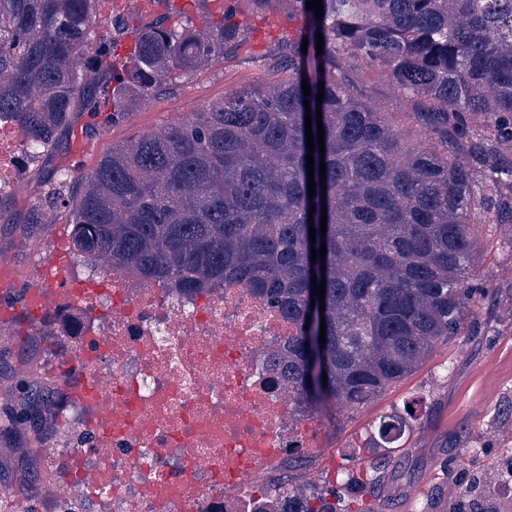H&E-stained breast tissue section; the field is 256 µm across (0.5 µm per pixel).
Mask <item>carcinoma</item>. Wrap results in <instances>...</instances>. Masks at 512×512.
<instances>
[{"mask_svg":"<svg viewBox=\"0 0 512 512\" xmlns=\"http://www.w3.org/2000/svg\"><path fill=\"white\" fill-rule=\"evenodd\" d=\"M275 1L300 22L288 76L106 151L70 210L71 248L171 288L250 287L288 315L273 364L295 404L359 405L412 374L489 293L473 286L483 227H512V0H322L319 19L306 0H247L257 14ZM99 2L0 0V124L23 131L27 158L52 147L75 105L100 112L97 92L119 120L131 96L211 66L242 32V0H215L199 25L191 8L154 0L159 18H126L134 46L118 66L112 42L91 38ZM357 64L412 102L404 117L422 142L409 145L349 82ZM308 113L315 140L322 121L323 153L307 149ZM323 243L325 258L311 260ZM313 277L326 282L323 310ZM54 395L37 389L22 413H50ZM271 503L352 512L335 488L285 482Z\"/></svg>","mask_w":512,"mask_h":512,"instance_id":"obj_1","label":"carcinoma"}]
</instances>
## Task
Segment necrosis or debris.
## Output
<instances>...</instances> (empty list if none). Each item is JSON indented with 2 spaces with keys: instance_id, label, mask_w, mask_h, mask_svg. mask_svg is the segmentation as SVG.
<instances>
[{
  "instance_id": "4bbe7bcc",
  "label": "necrosis or debris",
  "mask_w": 512,
  "mask_h": 512,
  "mask_svg": "<svg viewBox=\"0 0 512 512\" xmlns=\"http://www.w3.org/2000/svg\"><path fill=\"white\" fill-rule=\"evenodd\" d=\"M71 258L42 293L79 369L44 380L78 427L43 468L59 512H243L252 480L317 447L264 361L288 321L250 289L183 293Z\"/></svg>"
}]
</instances>
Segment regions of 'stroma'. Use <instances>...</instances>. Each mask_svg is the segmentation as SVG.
<instances>
[{"label":"stroma","mask_w":512,"mask_h":512,"mask_svg":"<svg viewBox=\"0 0 512 512\" xmlns=\"http://www.w3.org/2000/svg\"><path fill=\"white\" fill-rule=\"evenodd\" d=\"M243 38L221 62L151 89L125 118L103 124L84 110L72 112L52 148L28 161L23 178L0 191V306H9L11 346L0 349V477L7 479L18 512H50L48 478L33 480L36 460L14 451L29 447L30 424L15 412L62 339L40 335L18 294L32 276L70 246L65 201L79 195L82 175L112 145L191 117L208 103L239 89L285 77L288 37L299 28L287 14L243 13ZM351 82L387 111L405 99L376 70L349 72ZM487 248L477 272L491 291L480 298L475 319L441 344L416 371L362 405L338 406L334 422L312 421L320 448L291 458L290 483L333 487L337 473L351 475L345 494L351 508L375 512H458V489L490 484L498 504H512V248L487 226ZM398 422L392 443L379 436L381 422ZM442 496H435V488Z\"/></svg>","instance_id":"35a3bbf8"}]
</instances>
